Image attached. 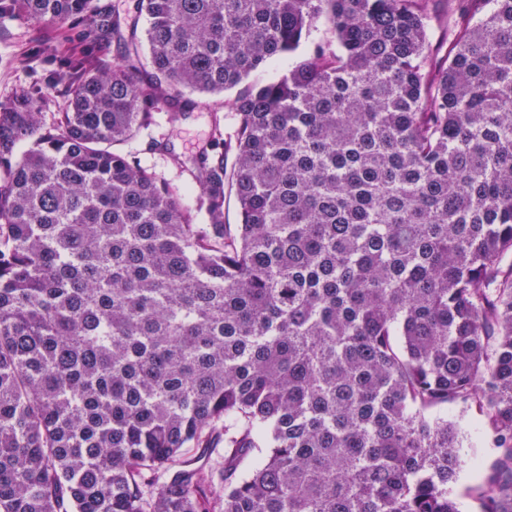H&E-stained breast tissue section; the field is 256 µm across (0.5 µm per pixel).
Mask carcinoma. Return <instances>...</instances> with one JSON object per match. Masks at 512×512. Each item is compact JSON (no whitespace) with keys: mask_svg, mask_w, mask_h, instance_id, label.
<instances>
[{"mask_svg":"<svg viewBox=\"0 0 512 512\" xmlns=\"http://www.w3.org/2000/svg\"><path fill=\"white\" fill-rule=\"evenodd\" d=\"M433 2L9 0L121 63L0 98V512H459L453 409L512 512V0ZM303 42L194 206L124 149Z\"/></svg>","mask_w":512,"mask_h":512,"instance_id":"1","label":"carcinoma"}]
</instances>
